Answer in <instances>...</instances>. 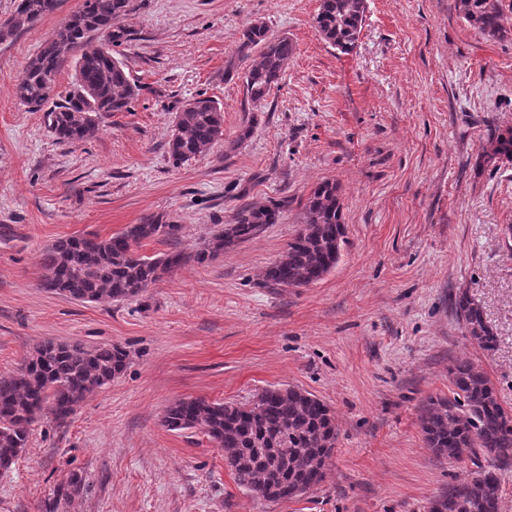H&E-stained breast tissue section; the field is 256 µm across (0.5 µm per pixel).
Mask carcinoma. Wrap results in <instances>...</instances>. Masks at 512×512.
<instances>
[{"label":"carcinoma","instance_id":"1","mask_svg":"<svg viewBox=\"0 0 512 512\" xmlns=\"http://www.w3.org/2000/svg\"><path fill=\"white\" fill-rule=\"evenodd\" d=\"M59 0H18L6 29L14 35L57 10ZM460 16L481 34L500 37L506 29L499 0H456ZM367 0H320L313 17L319 35L340 52H351L362 29ZM136 10L135 0H82L79 10L59 24L39 52L25 64L15 83L19 103L45 111L57 140L82 142L98 129L99 116L124 112L138 95L127 65L116 48L130 41L131 30L118 24ZM104 40L92 44L93 35ZM81 48L79 57L73 51ZM258 60L243 72L250 102L258 105L277 86L294 46L286 36H271L264 25L247 27L237 48L245 60ZM73 63L70 89L56 92V75ZM224 116L210 98L181 108L174 119L168 153L176 164L209 152L223 139ZM490 149H481L478 165L512 159V128L494 133ZM279 203L246 205L233 223L212 235L192 253L173 251L155 257L140 253L142 243L159 236L176 237L177 225L146 216L109 236H69L41 254V285L78 302L132 298L162 275L187 261L203 264L279 221ZM345 230L339 185L319 183L308 195L301 225L287 251L267 267L264 277L277 287L300 288L322 279L337 262ZM457 310L469 338L491 348L495 336L481 307L467 295ZM129 354L118 345H83L42 341L8 374H0V469H8L27 447L31 427L43 416L66 423L85 397L106 386L125 369ZM452 396L429 398L420 426L426 447L437 455L483 459L475 475L458 480L435 496L428 512H500L497 469L512 458V412L498 401L489 377L467 360L448 367ZM170 430L199 428L218 447L237 485L269 502L293 499L320 485L325 464L336 447L331 410L313 394L295 387L267 388L248 403L180 399L165 410Z\"/></svg>","mask_w":512,"mask_h":512}]
</instances>
